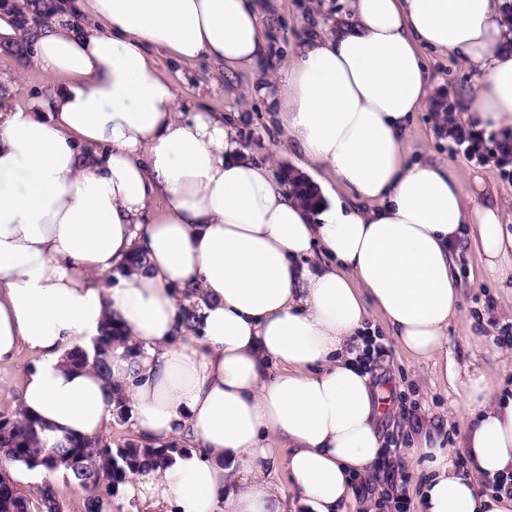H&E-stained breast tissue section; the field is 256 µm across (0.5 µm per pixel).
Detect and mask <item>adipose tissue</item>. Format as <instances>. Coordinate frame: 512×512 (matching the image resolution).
I'll use <instances>...</instances> for the list:
<instances>
[{
	"mask_svg": "<svg viewBox=\"0 0 512 512\" xmlns=\"http://www.w3.org/2000/svg\"><path fill=\"white\" fill-rule=\"evenodd\" d=\"M48 15L29 31L54 87L47 110L0 113V362L23 347L40 357L23 410L54 439L99 436L109 385L123 384L141 440L194 446L126 483L156 512H288L292 497L347 512L384 446L364 358L372 314L429 360L460 317L462 243L512 282V228L482 178L408 148L430 51L473 74L461 119L512 131L505 0H351L326 33L305 34L258 92L306 170L341 191L328 200L316 184L311 206L241 160L228 117L187 109L148 53L257 68L256 0H54ZM139 250L146 269L113 284ZM191 305L194 331L180 324ZM111 317L129 345L109 376L69 367L65 353L92 350ZM457 408L470 422L455 443L426 427L409 443L433 471L419 512H512L511 490L474 481L512 476V397L478 374ZM279 466L284 487L270 478Z\"/></svg>",
	"mask_w": 512,
	"mask_h": 512,
	"instance_id": "obj_1",
	"label": "adipose tissue"
}]
</instances>
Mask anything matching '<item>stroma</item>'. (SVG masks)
I'll return each mask as SVG.
<instances>
[{"instance_id": "stroma-1", "label": "stroma", "mask_w": 512, "mask_h": 512, "mask_svg": "<svg viewBox=\"0 0 512 512\" xmlns=\"http://www.w3.org/2000/svg\"><path fill=\"white\" fill-rule=\"evenodd\" d=\"M262 8L270 19V51L264 68L275 75L288 65L291 49L308 26L310 18L335 19L346 8L345 0H264ZM158 70L170 77L180 100L196 107L228 114L234 119L243 154L250 160L270 162L275 171L297 169L302 157L294 149L281 147L280 130L268 122L267 106L257 96V77L247 70L231 71L197 62L171 65L165 52H155ZM435 94L420 112L409 131L412 150L423 155L476 171L492 189L512 223V164L500 167L482 162L461 151H453V141L441 134L434 114L445 98L460 99L473 87L466 66L452 57L431 56ZM49 96V86L31 53L17 56L0 52V110L29 107ZM461 278L460 321L448 327V345L428 361L410 358L390 337H383L370 370L375 387L388 391L379 428L386 439L387 461L400 467L406 479L391 488L389 497L379 493L357 494L350 512H418L417 494L430 476L428 466L409 461L403 449L418 425L438 427L452 437L467 424L455 406L468 378L488 376L503 394L512 396V342L500 332L512 325V286L497 284L483 268L473 247H463L456 259ZM36 353L20 350L16 358L0 363V413L12 414L22 407L21 392L26 373L38 362ZM415 409L416 421L402 419L400 409Z\"/></svg>"}]
</instances>
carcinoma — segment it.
<instances>
[{
    "instance_id": "obj_1",
    "label": "carcinoma",
    "mask_w": 512,
    "mask_h": 512,
    "mask_svg": "<svg viewBox=\"0 0 512 512\" xmlns=\"http://www.w3.org/2000/svg\"><path fill=\"white\" fill-rule=\"evenodd\" d=\"M146 265V253L140 250L119 273L127 277ZM123 342L122 329L109 322L95 341L93 354L75 348L66 354V361L72 368H93L107 375L112 348ZM110 391L113 415L127 421L129 408L123 386L114 384ZM182 452L175 441L158 447L138 440L115 447L112 439L104 436L58 441L45 434L37 419L21 410L9 417L0 415V512H63L58 491L47 480L60 471L83 491L81 512H112V499L130 475L149 466L161 468ZM7 464L23 466L46 479L31 495L12 479Z\"/></svg>"
}]
</instances>
